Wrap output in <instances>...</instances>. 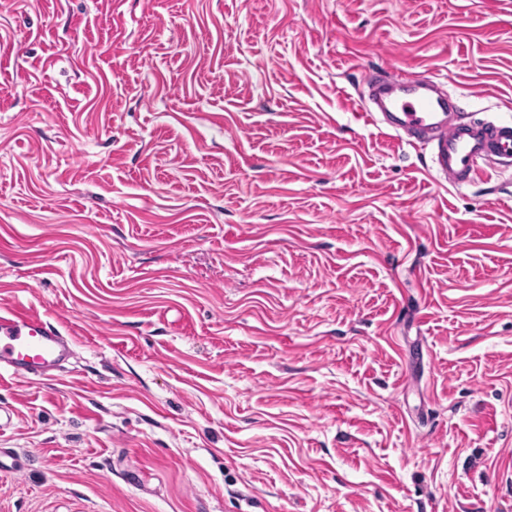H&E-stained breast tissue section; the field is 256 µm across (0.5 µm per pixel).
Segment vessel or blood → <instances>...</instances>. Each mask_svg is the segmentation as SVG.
Wrapping results in <instances>:
<instances>
[{
	"label": "vessel or blood",
	"mask_w": 512,
	"mask_h": 512,
	"mask_svg": "<svg viewBox=\"0 0 512 512\" xmlns=\"http://www.w3.org/2000/svg\"><path fill=\"white\" fill-rule=\"evenodd\" d=\"M363 80L377 105L368 120L384 115L390 130L432 147L433 166L449 184H469L487 167L512 168V123L449 122L453 104L430 78L377 79L368 71ZM70 353L69 337L40 315L18 305L0 309L1 373L46 376Z\"/></svg>",
	"instance_id": "obj_1"
}]
</instances>
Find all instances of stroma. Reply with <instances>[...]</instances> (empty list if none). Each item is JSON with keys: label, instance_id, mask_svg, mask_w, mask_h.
<instances>
[{"label": "stroma", "instance_id": "1", "mask_svg": "<svg viewBox=\"0 0 512 512\" xmlns=\"http://www.w3.org/2000/svg\"><path fill=\"white\" fill-rule=\"evenodd\" d=\"M366 70L512 122V0H0V512H512V169ZM379 110L388 121L387 130L414 138L433 147V166L453 186L470 184L485 167L512 168V123H452L454 109L440 82L410 75L405 78L373 79L365 71ZM70 353V338L40 315L18 305L0 310L1 375H50Z\"/></svg>", "mask_w": 512, "mask_h": 512}]
</instances>
